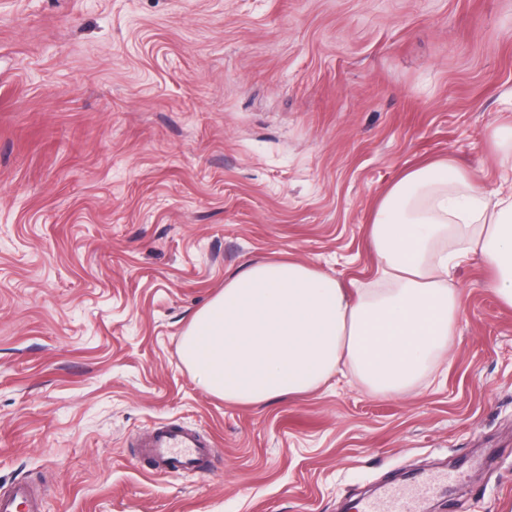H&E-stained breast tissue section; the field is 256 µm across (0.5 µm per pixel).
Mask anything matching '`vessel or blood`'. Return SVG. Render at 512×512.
Wrapping results in <instances>:
<instances>
[{"label": "vessel or blood", "mask_w": 512, "mask_h": 512, "mask_svg": "<svg viewBox=\"0 0 512 512\" xmlns=\"http://www.w3.org/2000/svg\"><path fill=\"white\" fill-rule=\"evenodd\" d=\"M213 450L211 441L194 430L170 423L157 424L142 445L141 462L157 474L204 472V461ZM439 481L421 479L397 488L377 499L363 500L358 512H418L419 503L435 494ZM0 512H41L39 501L27 484L18 482L10 491L0 494Z\"/></svg>", "instance_id": "1"}]
</instances>
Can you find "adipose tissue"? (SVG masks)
I'll return each instance as SVG.
<instances>
[{"instance_id":"adipose-tissue-1","label":"adipose tissue","mask_w":512,"mask_h":512,"mask_svg":"<svg viewBox=\"0 0 512 512\" xmlns=\"http://www.w3.org/2000/svg\"><path fill=\"white\" fill-rule=\"evenodd\" d=\"M368 243L384 287L348 292L293 260H259L191 317L186 368L211 395L267 404L351 373L371 393L400 397L452 347L464 262L491 269L512 306V192L487 191L453 158L406 171L379 201Z\"/></svg>"}]
</instances>
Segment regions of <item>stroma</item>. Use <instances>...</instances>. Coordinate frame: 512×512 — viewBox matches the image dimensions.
<instances>
[{
    "mask_svg": "<svg viewBox=\"0 0 512 512\" xmlns=\"http://www.w3.org/2000/svg\"><path fill=\"white\" fill-rule=\"evenodd\" d=\"M512 0H0V488L43 512H355L454 471L421 512H512V307L462 264L447 359L402 398L334 377L270 405L184 366L193 313L251 262L369 288L407 169L508 190ZM160 421L206 474L145 472Z\"/></svg>",
    "mask_w": 512,
    "mask_h": 512,
    "instance_id": "obj_1",
    "label": "stroma"
}]
</instances>
